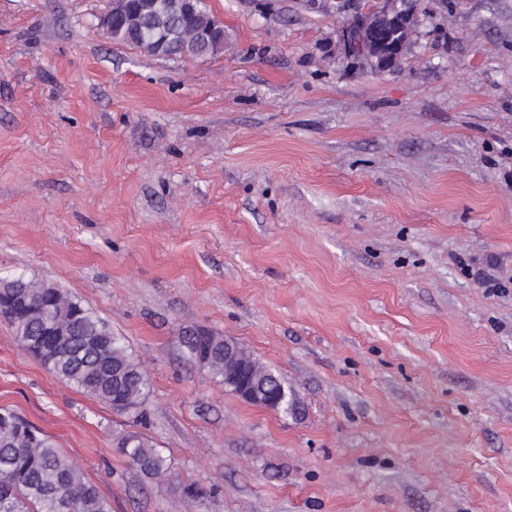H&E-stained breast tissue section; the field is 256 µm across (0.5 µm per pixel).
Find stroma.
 <instances>
[{"label":"stroma","instance_id":"stroma-1","mask_svg":"<svg viewBox=\"0 0 512 512\" xmlns=\"http://www.w3.org/2000/svg\"><path fill=\"white\" fill-rule=\"evenodd\" d=\"M389 71L366 0H205L224 49L113 41L110 0H0V275L107 320L145 420L56 378L0 317V407L111 512H512V0H424ZM204 327L283 414L189 361ZM145 435L168 480L117 442ZM370 10L359 14L340 27V37L349 55L367 56L379 53L380 59L376 70L383 72L397 60L403 50V44L395 43L389 46V41L383 36L391 27L400 26L410 33L409 14L390 8L389 0L373 1ZM382 51V52H381ZM381 52V53H380Z\"/></svg>","mask_w":512,"mask_h":512}]
</instances>
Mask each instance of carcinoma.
Returning a JSON list of instances; mask_svg holds the SVG:
<instances>
[{
	"label": "carcinoma",
	"instance_id": "carcinoma-1",
	"mask_svg": "<svg viewBox=\"0 0 512 512\" xmlns=\"http://www.w3.org/2000/svg\"><path fill=\"white\" fill-rule=\"evenodd\" d=\"M136 0H112V40L132 44L155 57L201 58L224 49V23L204 0H159L155 10L142 13ZM27 292L43 315L63 327L61 336L40 335L36 316L21 322L6 310L14 340L58 379L107 403L121 413L143 416L149 394L146 373L134 362L120 337L100 336L106 320L59 288L28 281ZM189 360L224 382V337L203 329L185 332ZM251 369L271 389L288 394L281 377L252 356ZM119 452L142 477L161 481L167 458L149 440L135 434L122 437ZM183 500L198 504L207 490L198 484L181 487ZM0 512H111L106 498L82 468L64 455L51 436L8 408L0 409Z\"/></svg>",
	"mask_w": 512,
	"mask_h": 512
}]
</instances>
